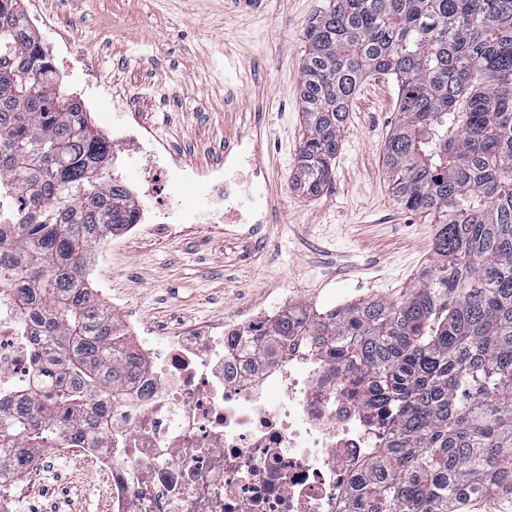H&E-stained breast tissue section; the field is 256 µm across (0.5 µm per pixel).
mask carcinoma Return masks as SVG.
<instances>
[{"instance_id": "carcinoma-1", "label": "carcinoma", "mask_w": 512, "mask_h": 512, "mask_svg": "<svg viewBox=\"0 0 512 512\" xmlns=\"http://www.w3.org/2000/svg\"><path fill=\"white\" fill-rule=\"evenodd\" d=\"M304 133L292 184L322 193L359 86L395 77L383 165L402 209L437 225L432 257L399 298L274 318V359L298 336L336 365L377 432L352 512H471L512 498V0H326L305 32ZM111 146L30 28L0 0V284L40 337L38 406L0 396V471L112 405L137 357L85 283L97 242L134 223L108 179Z\"/></svg>"}]
</instances>
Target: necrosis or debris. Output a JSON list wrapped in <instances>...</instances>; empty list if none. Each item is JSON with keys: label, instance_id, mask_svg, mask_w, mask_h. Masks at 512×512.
I'll return each mask as SVG.
<instances>
[{"label": "necrosis or debris", "instance_id": "necrosis-or-debris-1", "mask_svg": "<svg viewBox=\"0 0 512 512\" xmlns=\"http://www.w3.org/2000/svg\"><path fill=\"white\" fill-rule=\"evenodd\" d=\"M112 164L120 180L137 161L144 185L135 193L137 223L178 232L185 215L174 199L153 206L159 182L198 186L209 220H241L247 210L225 170L251 150L239 142L223 165L200 170L176 163L159 140L128 123L112 125ZM269 310L235 322L192 324L169 334L118 318L135 340L143 368L115 393L103 431L78 448L104 481L110 512H351L350 483L369 457L372 431L346 397L332 364L296 349L271 362L233 341L264 334ZM37 349L11 288H0V394L20 397L34 386Z\"/></svg>", "mask_w": 512, "mask_h": 512}]
</instances>
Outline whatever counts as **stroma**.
Instances as JSON below:
<instances>
[{
	"label": "stroma",
	"mask_w": 512,
	"mask_h": 512,
	"mask_svg": "<svg viewBox=\"0 0 512 512\" xmlns=\"http://www.w3.org/2000/svg\"><path fill=\"white\" fill-rule=\"evenodd\" d=\"M67 37L92 51L129 122L157 133L185 165L222 164L250 141L251 166L232 171L249 187L263 224L153 225L108 236L90 249L86 276L106 307L160 332L243 311L292 305L323 312L372 297L399 298L431 256L429 219L403 210L382 166L399 110L393 77L357 92L332 179L313 198L290 179L302 139L298 95L304 31L324 0H43ZM27 512H109L90 465L47 458L39 474L9 480Z\"/></svg>",
	"instance_id": "obj_1"
}]
</instances>
